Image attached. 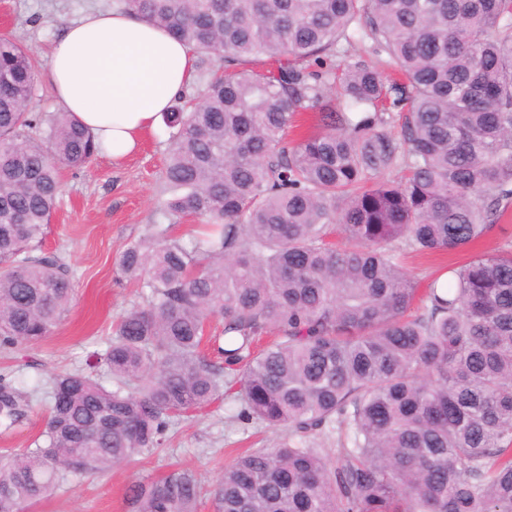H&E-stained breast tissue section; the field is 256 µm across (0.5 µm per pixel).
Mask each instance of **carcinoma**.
Returning a JSON list of instances; mask_svg holds the SVG:
<instances>
[{
  "label": "carcinoma",
  "mask_w": 512,
  "mask_h": 512,
  "mask_svg": "<svg viewBox=\"0 0 512 512\" xmlns=\"http://www.w3.org/2000/svg\"><path fill=\"white\" fill-rule=\"evenodd\" d=\"M117 7L189 46L202 101L165 114L160 222L119 260L145 300L99 354L111 386L54 377L33 447L0 456V512L163 447L219 400L285 436L224 468L216 512H512V250L423 290L399 260L465 251L512 207V0ZM355 34L397 77L335 62ZM36 76L1 35V348L68 309L70 269L39 243L60 170L104 152L71 113L32 111ZM304 112L313 129L289 138ZM190 216L206 231L173 236ZM27 407L0 377V426ZM338 430L334 453L312 445ZM203 494L186 470L126 491L131 512H197Z\"/></svg>",
  "instance_id": "carcinoma-1"
}]
</instances>
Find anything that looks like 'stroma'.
<instances>
[{"mask_svg":"<svg viewBox=\"0 0 512 512\" xmlns=\"http://www.w3.org/2000/svg\"><path fill=\"white\" fill-rule=\"evenodd\" d=\"M114 0H0V35L28 49L45 71L61 29L93 9L109 10ZM170 130L157 123L124 160L99 155L81 170L62 172V199L46 229L42 248L59 256L73 274L72 304L50 337L34 345L0 347V376L12 379L31 400L21 423L0 431V454L23 452L42 431L48 391L56 374L86 369L115 321L139 303L138 288L118 270L126 247L158 220L159 183ZM275 429L230 419L216 402L189 421L171 427L165 447L112 466L92 478L62 485L31 506L30 512H129L125 488L188 469L211 486L241 451L272 445Z\"/></svg>","mask_w":512,"mask_h":512,"instance_id":"35a3bbf8","label":"stroma"}]
</instances>
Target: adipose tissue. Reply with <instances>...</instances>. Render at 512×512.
<instances>
[{
	"label": "adipose tissue",
	"instance_id": "obj_1",
	"mask_svg": "<svg viewBox=\"0 0 512 512\" xmlns=\"http://www.w3.org/2000/svg\"><path fill=\"white\" fill-rule=\"evenodd\" d=\"M47 73L58 105L119 160L193 82L195 58L164 29L117 9L93 10L58 35Z\"/></svg>",
	"mask_w": 512,
	"mask_h": 512
}]
</instances>
